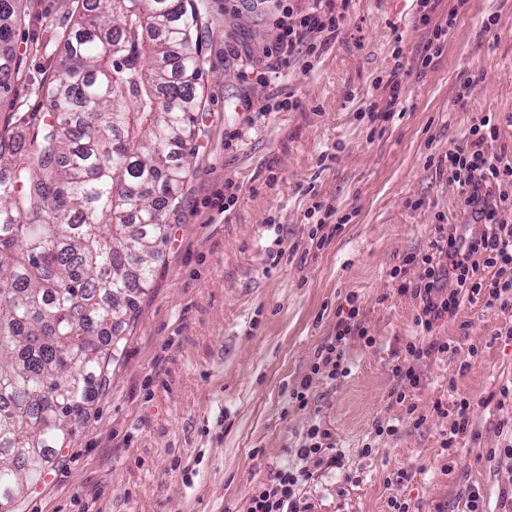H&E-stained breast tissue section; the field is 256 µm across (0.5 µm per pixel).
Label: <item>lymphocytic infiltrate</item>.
<instances>
[{"label":"lymphocytic infiltrate","instance_id":"obj_1","mask_svg":"<svg viewBox=\"0 0 512 512\" xmlns=\"http://www.w3.org/2000/svg\"><path fill=\"white\" fill-rule=\"evenodd\" d=\"M340 24L341 18L336 14L318 7L300 10L293 0H286L277 21L278 63L287 67L300 57H315L323 36L337 32ZM496 138V125L490 118H482L471 127L467 141L450 148L446 155L453 179L466 188L464 203L471 208L478 231L463 235L456 228H449L434 242L433 252L410 254L403 259L404 265L417 267L419 274L415 281L401 283L399 291L418 299L416 325L425 334L438 321L455 314L465 300L483 301L488 308H512V224L500 217L502 205L508 199L502 188L512 185V162L488 157L486 148ZM496 185L501 188L497 194L492 191ZM481 266L493 269L491 279L476 278ZM357 315V308L352 307L337 321L335 336L321 347L310 376L293 388L291 399L307 404L314 375L321 373L333 381L350 375L347 350L351 342H375L358 322ZM447 351V344L435 341L407 343L408 362L394 368L402 383L396 392L397 401H405L408 389L420 384L415 361ZM315 464L334 469L343 466L331 432L319 423L310 425L304 433L294 461L276 468L266 480L253 486L247 512H309L302 491L313 476L311 467Z\"/></svg>","mask_w":512,"mask_h":512}]
</instances>
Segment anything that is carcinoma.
I'll return each mask as SVG.
<instances>
[{"mask_svg": "<svg viewBox=\"0 0 512 512\" xmlns=\"http://www.w3.org/2000/svg\"><path fill=\"white\" fill-rule=\"evenodd\" d=\"M27 0H0V45ZM195 0H81L50 121L0 132V505L109 388L132 294L179 204L204 108ZM22 61L0 62V96Z\"/></svg>", "mask_w": 512, "mask_h": 512, "instance_id": "obj_1", "label": "carcinoma"}]
</instances>
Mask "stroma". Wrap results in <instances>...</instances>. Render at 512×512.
<instances>
[{"label": "stroma", "mask_w": 512, "mask_h": 512, "mask_svg": "<svg viewBox=\"0 0 512 512\" xmlns=\"http://www.w3.org/2000/svg\"><path fill=\"white\" fill-rule=\"evenodd\" d=\"M434 3L424 24L415 0H324L343 24L305 72L267 55L279 0H197L206 109L163 258L135 298L109 389L12 512H246L252 486L315 421L345 466L315 469L311 512H392L394 500L500 512L512 490L501 427L512 420V312L463 303L430 334L448 353L416 362L419 387L393 396V369L420 330L418 300L390 273L430 251L437 225L469 221L449 146L487 116L490 155L512 161V0ZM77 11V0H28L7 47L22 66L0 128L43 118ZM440 25L441 52L422 66ZM392 73L402 103L369 122ZM287 97L296 108L274 110ZM317 203L336 229L321 246ZM350 297L375 344L352 342L350 376L312 375L307 405L292 402ZM460 400L469 425L448 447L446 412ZM381 424L395 433L377 435Z\"/></svg>", "instance_id": "stroma-1"}]
</instances>
